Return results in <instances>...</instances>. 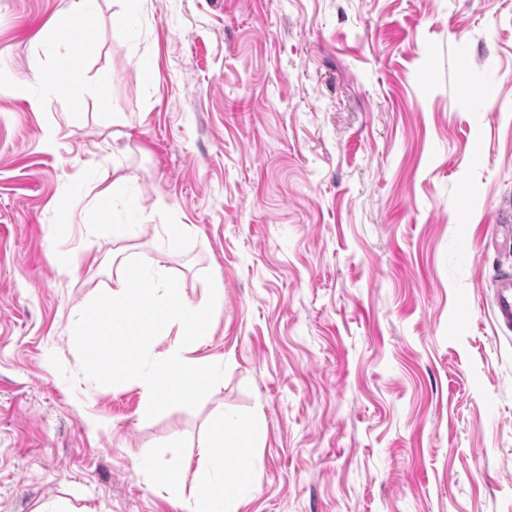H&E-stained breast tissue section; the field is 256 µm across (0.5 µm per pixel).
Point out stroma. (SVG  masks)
Returning <instances> with one entry per match:
<instances>
[{
	"label": "stroma",
	"mask_w": 512,
	"mask_h": 512,
	"mask_svg": "<svg viewBox=\"0 0 512 512\" xmlns=\"http://www.w3.org/2000/svg\"><path fill=\"white\" fill-rule=\"evenodd\" d=\"M67 6L0 0V512H186L194 469L138 463L197 459L219 404L263 427L238 512H512V0H141L132 34L100 0L59 95ZM133 257L221 278L196 409L80 373ZM494 312L501 330L512 332V277L505 274L495 280ZM138 465L141 470L147 472L151 476L156 492H169L173 489V468L169 464H159L154 457H144L139 461Z\"/></svg>",
	"instance_id": "stroma-1"
}]
</instances>
